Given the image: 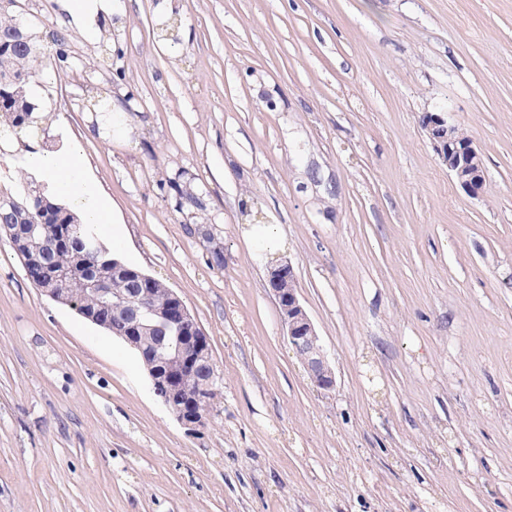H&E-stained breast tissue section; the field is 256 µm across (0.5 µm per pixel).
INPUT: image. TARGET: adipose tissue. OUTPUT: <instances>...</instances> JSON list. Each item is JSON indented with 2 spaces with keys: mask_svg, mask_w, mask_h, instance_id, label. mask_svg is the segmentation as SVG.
<instances>
[{
  "mask_svg": "<svg viewBox=\"0 0 512 512\" xmlns=\"http://www.w3.org/2000/svg\"><path fill=\"white\" fill-rule=\"evenodd\" d=\"M63 7L82 24L85 38L97 35L99 16H112L123 9L122 0H64ZM22 168L39 179L50 193L56 194L88 224L112 223V210L97 182L89 176L79 144L63 150L31 147L23 156Z\"/></svg>",
  "mask_w": 512,
  "mask_h": 512,
  "instance_id": "1",
  "label": "adipose tissue"
}]
</instances>
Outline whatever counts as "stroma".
Returning <instances> with one entry per match:
<instances>
[{"mask_svg": "<svg viewBox=\"0 0 512 512\" xmlns=\"http://www.w3.org/2000/svg\"><path fill=\"white\" fill-rule=\"evenodd\" d=\"M21 3L72 65L0 141V191L77 139L103 237L185 302L221 393L179 423L0 237V512H512V0H128L104 47ZM429 112L479 151V196ZM261 223L332 391L288 344ZM422 123L437 154L448 166V172L468 194L478 196L484 182L476 163L480 154L471 141L461 143L459 140H466L468 136L457 128V138L456 126L441 113H427Z\"/></svg>", "mask_w": 512, "mask_h": 512, "instance_id": "35a3bbf8", "label": "stroma"}]
</instances>
